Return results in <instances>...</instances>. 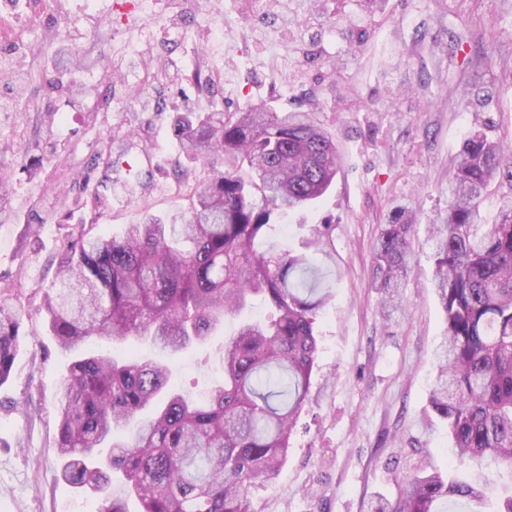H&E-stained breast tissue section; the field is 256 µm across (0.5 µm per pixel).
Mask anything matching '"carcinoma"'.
I'll return each instance as SVG.
<instances>
[{
	"label": "carcinoma",
	"mask_w": 512,
	"mask_h": 512,
	"mask_svg": "<svg viewBox=\"0 0 512 512\" xmlns=\"http://www.w3.org/2000/svg\"><path fill=\"white\" fill-rule=\"evenodd\" d=\"M176 135L186 159L224 169L198 181L187 209L148 215L121 237L82 226L60 245L45 294L48 327L66 353L93 337L123 348L145 338L155 357L84 354L69 366L60 404L61 477L96 496L101 512H254L252 492L287 460L317 357L315 317L333 271L320 239L293 252L257 243L288 211L321 198L339 167L329 132L301 111L248 107L187 112ZM446 223L432 225L433 287L445 319L426 420L447 429L463 478L415 470L376 512H447L481 504L489 466L512 468V199L493 224L477 203L496 175L512 183L500 145L475 132L454 160ZM415 212L391 211L374 257L386 309L401 303ZM253 297L270 313L240 320L224 341V383L197 402L169 386L175 359L237 318ZM23 315L0 302V386L20 349Z\"/></svg>",
	"instance_id": "carcinoma-1"
}]
</instances>
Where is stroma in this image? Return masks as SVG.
Here are the masks:
<instances>
[{
	"instance_id": "1",
	"label": "stroma",
	"mask_w": 512,
	"mask_h": 512,
	"mask_svg": "<svg viewBox=\"0 0 512 512\" xmlns=\"http://www.w3.org/2000/svg\"><path fill=\"white\" fill-rule=\"evenodd\" d=\"M258 0H201L187 36L168 33L117 0H13L7 22L23 58L0 46V300L21 309L25 342L0 386V512H100L101 501L60 477L58 401L71 361L51 335L43 296L58 249L78 225L121 235L145 214L185 210L210 163L174 174L180 112H236L272 103L308 111L341 158L317 204L284 215L270 243L302 250L322 235L336 268L316 317L309 399L278 474L253 492L254 512H371L395 500L397 479L426 467L465 471L440 424L424 427L444 316L431 276L430 225L444 223L453 160L483 116L488 138L512 147V0H288L293 25ZM154 75L139 84L141 60ZM200 69L210 85L190 78ZM66 71L80 97L44 76ZM468 90L467 99L457 90ZM135 98L120 110L118 98ZM134 167H107L111 147ZM417 210L404 302L384 310L373 285L374 244L390 208ZM224 333L172 367V383L205 398L222 378Z\"/></svg>"
}]
</instances>
